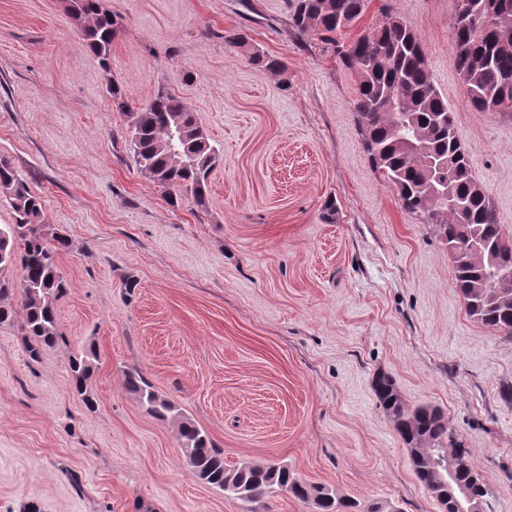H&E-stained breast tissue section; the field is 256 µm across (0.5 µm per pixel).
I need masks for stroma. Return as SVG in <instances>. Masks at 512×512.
<instances>
[{
  "label": "stroma",
  "mask_w": 512,
  "mask_h": 512,
  "mask_svg": "<svg viewBox=\"0 0 512 512\" xmlns=\"http://www.w3.org/2000/svg\"><path fill=\"white\" fill-rule=\"evenodd\" d=\"M109 66L66 0H0V156L43 200L67 281L62 340L31 360L0 327V512H312L289 495L244 502L186 464L189 419L226 464L274 462L362 505L440 512L373 390L440 408L487 492L512 512V335L468 315L435 225L406 212L369 162L357 79L298 38L288 0H104ZM390 8L421 39L472 172L512 238V111L475 110L453 64L456 0H368L348 43ZM249 48L285 70L262 74ZM129 104L180 96L223 152L207 210L137 168ZM336 202V219L324 207ZM94 348L87 408L72 352ZM138 368L175 413L146 415Z\"/></svg>",
  "instance_id": "stroma-1"
}]
</instances>
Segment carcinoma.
Returning <instances> with one entry per match:
<instances>
[{
  "mask_svg": "<svg viewBox=\"0 0 512 512\" xmlns=\"http://www.w3.org/2000/svg\"><path fill=\"white\" fill-rule=\"evenodd\" d=\"M368 0H289V25L301 36L330 45L358 81L355 101L357 124L375 171L393 184L402 208L424 224L439 227L454 262V284L468 314L482 324L512 333V282L500 281L486 256L472 245L495 250L500 265L512 268V240L503 237L495 209L473 176L448 103L435 86L420 38L390 12L360 37L345 44L340 32L365 12ZM71 18L89 49L108 66L117 22L102 0H67ZM451 46L468 100L478 111L512 109V0H457L451 25ZM261 72L281 73L282 61L264 54L251 56ZM112 105L127 119L129 146L138 169L159 186L174 192L173 200L189 199L204 210L208 205V177L220 162V153L188 112L182 99L163 89L145 105L131 106L120 91L110 88ZM420 146L409 154L407 141ZM457 158L455 175L443 182L439 163ZM442 191L455 203L436 205ZM0 195L15 214V223L0 226V325H12L16 310L11 302L15 284L7 274L21 268V335L28 356L37 361L62 340L55 303L66 284L57 256L68 240L47 232L41 198L29 189L18 170L0 157ZM94 349L72 354L69 368L77 393L94 406L90 379ZM125 386L145 414L165 421L175 405L159 396L135 367L124 371ZM373 389L380 407L393 421L411 457L420 482L442 506L457 512L459 485L467 486L474 500L486 490L471 480L475 469L463 448H447L448 422L436 407L421 404L405 408L394 381L376 376ZM179 440L186 462L208 485L238 500L251 502L279 493L311 505L315 512H379L352 499L336 496L324 485L297 478L286 467L266 463L228 466L224 452L207 432L190 420L179 425ZM452 467L455 479L439 481L431 459Z\"/></svg>",
  "mask_w": 512,
  "mask_h": 512,
  "instance_id": "cac0c4a2",
  "label": "carcinoma"
}]
</instances>
